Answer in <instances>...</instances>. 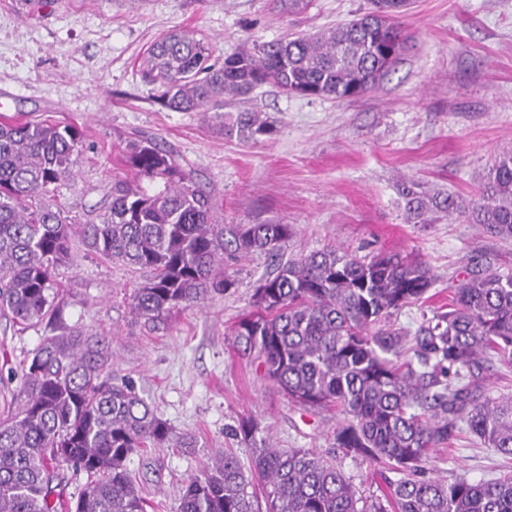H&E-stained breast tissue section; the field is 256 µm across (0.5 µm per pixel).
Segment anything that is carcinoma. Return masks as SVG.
Segmentation results:
<instances>
[{
    "mask_svg": "<svg viewBox=\"0 0 512 512\" xmlns=\"http://www.w3.org/2000/svg\"><path fill=\"white\" fill-rule=\"evenodd\" d=\"M359 17L317 34L255 43L210 62L209 45L174 29L142 63L156 100L175 112H222L272 84L287 94L355 99L374 88L404 48L399 18L409 0H369ZM226 133L254 140L276 133L244 109ZM84 133L72 124L0 119V317L35 327L59 321L55 271L74 261V242L100 258L148 276L130 311L155 326L175 308L200 307L234 286L224 252L278 258L289 224H215V202L191 171L149 138L120 154L129 179H114L97 220L62 216L50 193L74 175ZM407 219L442 213L512 239V149L501 151L466 202L430 195L399 181ZM430 269L398 253L360 256L327 247L278 263L254 288L256 312L233 343L257 353L265 376L302 408L335 406L344 415L336 447L354 459L389 465L406 477L390 504L359 494L336 463L310 448H279L253 417L235 436L248 463L226 450L182 488L174 512H512V476L452 482L420 478L432 449L459 422L486 448L512 456V395L482 392L483 356L512 363V271L476 264L466 270L448 310L423 321L405 356L408 332L388 324L425 295ZM21 399L0 419V512H147L127 466L148 448H196L128 379L112 376V338L65 328L46 336L17 368ZM90 477L64 504L61 470Z\"/></svg>",
    "mask_w": 512,
    "mask_h": 512,
    "instance_id": "cac0c4a2",
    "label": "carcinoma"
}]
</instances>
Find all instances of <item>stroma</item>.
I'll return each instance as SVG.
<instances>
[{
	"mask_svg": "<svg viewBox=\"0 0 512 512\" xmlns=\"http://www.w3.org/2000/svg\"><path fill=\"white\" fill-rule=\"evenodd\" d=\"M368 0H313L295 16L274 0H0V92L10 117L50 118L85 135L74 180L56 191L68 218L95 220L112 181L124 177L119 151L147 136L179 157L218 202L220 224L283 223L293 227L283 258L327 246L364 255L400 252L430 267L424 297L393 317L416 330L423 316L447 309L472 262L512 270V239L474 224L407 221L396 182L466 199L501 150L512 147V0H411L401 17L407 42L395 66L352 100L288 95L267 85L225 103L223 121L174 112L156 100L139 64L162 33L179 27L208 41L212 55L289 34H313L347 22ZM265 113L277 132L254 141L224 133L238 110ZM73 265L59 267L65 326L112 338V369L132 380L175 432H193L198 448L132 455L128 467L153 512H172L189 476L210 455L249 450L232 436L255 415L281 448H313L335 457L364 495L384 496L400 475L341 456L334 434L343 417L332 407L305 410L263 375L255 354L232 344L252 312L257 281L272 275L265 255L225 260L234 288L202 308H181L158 328L134 317L129 297L145 272H130L75 246ZM48 326L11 331L0 318V368L18 366L50 335ZM429 477L478 481L512 474V458L480 447L454 429L430 452Z\"/></svg>",
	"mask_w": 512,
	"mask_h": 512,
	"instance_id": "obj_1",
	"label": "stroma"
}]
</instances>
